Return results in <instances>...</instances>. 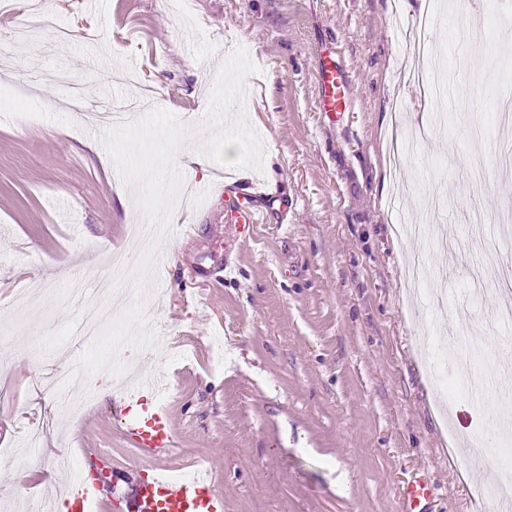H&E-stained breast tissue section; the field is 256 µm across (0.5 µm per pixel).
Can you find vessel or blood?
Returning <instances> with one entry per match:
<instances>
[{"instance_id":"obj_1","label":"vessel or blood","mask_w":512,"mask_h":512,"mask_svg":"<svg viewBox=\"0 0 512 512\" xmlns=\"http://www.w3.org/2000/svg\"><path fill=\"white\" fill-rule=\"evenodd\" d=\"M349 103L348 83L332 53L321 58L318 78V104L323 112L345 111ZM224 205L234 213L238 223L260 224L261 208L243 203L233 186L224 188ZM157 374H145L124 392L129 407L139 408V416L126 422L123 434L135 447L149 456L172 453L177 445L170 416L165 407L147 399V392L159 388ZM430 497L427 484L418 481L403 492L404 512H427ZM71 512H90L93 503L101 502L102 488L97 480L77 478L68 490ZM133 512H224V497L208 475L196 474L183 479L153 477L143 481L132 495Z\"/></svg>"}]
</instances>
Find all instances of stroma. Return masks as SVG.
<instances>
[{"mask_svg": "<svg viewBox=\"0 0 512 512\" xmlns=\"http://www.w3.org/2000/svg\"><path fill=\"white\" fill-rule=\"evenodd\" d=\"M63 40L31 5L0 12V512H30L48 488L98 468L107 512L156 468L209 464L224 512H402L427 481L429 512H489L473 493L495 446L465 448L484 424L479 387L427 347L461 337L466 354L512 368L502 329L484 323L501 295L475 269L468 175L483 171L481 217L501 224L512 178L491 115L512 100V12L471 0L429 31L445 49L437 82L455 79L447 132L417 142L391 170L388 135L428 123L431 98L407 84L419 0H54ZM331 47L351 106L317 108V68ZM244 123L224 162L223 113ZM137 104L132 127L91 131V114ZM207 153L212 165L169 159ZM268 221L248 228L224 207L227 184ZM170 213L152 252L134 222ZM428 233L398 239V219ZM428 276L409 287V255ZM234 272L224 276L223 265ZM123 291L95 341L77 342L82 291ZM163 374L158 394L178 449L135 468L131 418L114 365ZM49 372L101 386L78 417L38 382ZM456 391L439 404L434 373ZM110 397H102V390Z\"/></svg>", "mask_w": 512, "mask_h": 512, "instance_id": "35a3bbf8", "label": "stroma"}]
</instances>
